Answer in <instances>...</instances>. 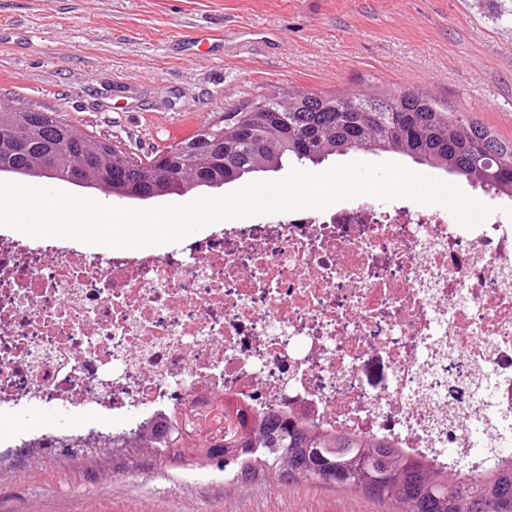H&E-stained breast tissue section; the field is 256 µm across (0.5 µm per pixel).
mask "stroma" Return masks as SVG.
<instances>
[{"label": "stroma", "mask_w": 512, "mask_h": 512, "mask_svg": "<svg viewBox=\"0 0 512 512\" xmlns=\"http://www.w3.org/2000/svg\"><path fill=\"white\" fill-rule=\"evenodd\" d=\"M423 89L512 139V0H0V102L66 115L141 157L259 94ZM21 408L0 440L97 420ZM115 472L97 483L96 471ZM0 512H394L291 480L16 447L0 457Z\"/></svg>", "instance_id": "stroma-1"}]
</instances>
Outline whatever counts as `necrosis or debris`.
I'll list each match as a JSON object with an SVG mask.
<instances>
[{
	"instance_id": "4bbe7bcc",
	"label": "necrosis or debris",
	"mask_w": 512,
	"mask_h": 512,
	"mask_svg": "<svg viewBox=\"0 0 512 512\" xmlns=\"http://www.w3.org/2000/svg\"><path fill=\"white\" fill-rule=\"evenodd\" d=\"M389 376L367 387L368 353ZM466 474L512 447V224L411 203L222 224L168 250L0 232V412L90 407L130 432L217 400Z\"/></svg>"
}]
</instances>
